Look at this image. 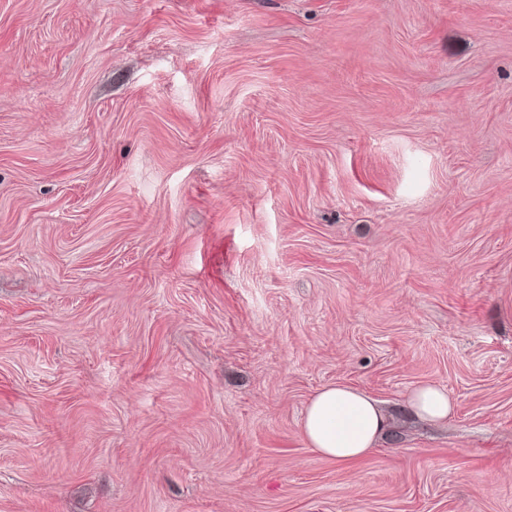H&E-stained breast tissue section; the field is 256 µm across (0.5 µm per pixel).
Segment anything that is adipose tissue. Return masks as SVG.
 I'll return each instance as SVG.
<instances>
[{"instance_id": "1", "label": "adipose tissue", "mask_w": 512, "mask_h": 512, "mask_svg": "<svg viewBox=\"0 0 512 512\" xmlns=\"http://www.w3.org/2000/svg\"><path fill=\"white\" fill-rule=\"evenodd\" d=\"M405 409L412 417L440 424L447 420L453 401L445 387L426 383L407 395ZM389 427L386 413L366 392L349 385L322 387L307 402L301 435L307 448L339 463L369 455Z\"/></svg>"}]
</instances>
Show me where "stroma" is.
Masks as SVG:
<instances>
[{
	"label": "stroma",
	"instance_id": "obj_1",
	"mask_svg": "<svg viewBox=\"0 0 512 512\" xmlns=\"http://www.w3.org/2000/svg\"><path fill=\"white\" fill-rule=\"evenodd\" d=\"M0 512H512V0H0ZM405 409L412 417L440 424L448 420L453 401L445 387L437 383H426L414 387L408 393ZM389 427L386 413L366 392L349 385L322 387L307 402L301 435L307 448L337 463L369 455Z\"/></svg>",
	"mask_w": 512,
	"mask_h": 512
}]
</instances>
